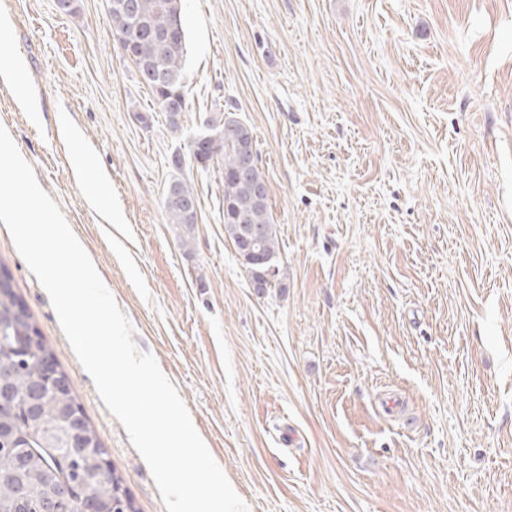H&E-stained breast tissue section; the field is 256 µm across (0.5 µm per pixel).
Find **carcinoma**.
<instances>
[{
  "instance_id": "carcinoma-1",
  "label": "carcinoma",
  "mask_w": 512,
  "mask_h": 512,
  "mask_svg": "<svg viewBox=\"0 0 512 512\" xmlns=\"http://www.w3.org/2000/svg\"><path fill=\"white\" fill-rule=\"evenodd\" d=\"M132 3V13L112 9L109 17L112 29L121 30L134 42V50L140 59L146 61L153 75L166 89L161 92L153 84L147 88L152 93L158 107L165 112L171 131L180 130L183 112L187 109L184 95V60L187 54L186 31L183 15L175 11L173 0H128ZM174 31L171 43L161 48L155 34ZM226 123L222 126L203 122L204 130L192 139L189 152H174L170 157L172 169L182 171L185 160L205 170L220 165L224 168V231L236 242L239 225L258 224L265 233L254 250L276 267L273 284H282L279 270L278 238L268 203V190L265 177L258 163L244 166V158L238 154L236 142L245 139L253 142L250 127L235 116L225 112ZM205 142L203 154H198L196 146ZM188 201H197L192 186L175 176L168 184L163 198V209L168 223L176 226L180 243L192 250L196 222L190 219L184 209ZM35 327L32 315L18 298L13 285L8 291L0 292V330L6 336H18ZM41 372V362L33 352L25 358L3 354L0 356V384L9 388L10 402L0 405V424L3 426L20 424V429L29 440L25 455L28 463L19 469L18 452L0 451V512H19L17 504L16 475L24 474L29 498V512H38L40 504L50 499L54 491L69 478L67 469L74 455H81L87 468L97 467L95 457L80 448H71L67 442V425L61 410L76 403L74 386L62 392L47 394L35 414H24L22 406L31 390L32 383ZM87 491L102 498L112 499L122 491L121 480L117 476L96 479Z\"/></svg>"
}]
</instances>
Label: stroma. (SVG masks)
<instances>
[{"label": "stroma", "mask_w": 512, "mask_h": 512, "mask_svg": "<svg viewBox=\"0 0 512 512\" xmlns=\"http://www.w3.org/2000/svg\"><path fill=\"white\" fill-rule=\"evenodd\" d=\"M182 4L174 134L105 0H0V52L38 101L0 81V126L133 341L248 512H512V0ZM227 108L268 179L285 280L262 295L224 234L218 170L181 172L192 253L162 208L170 155ZM99 178L108 221L84 191ZM1 266L136 512H166L0 223Z\"/></svg>", "instance_id": "1"}]
</instances>
